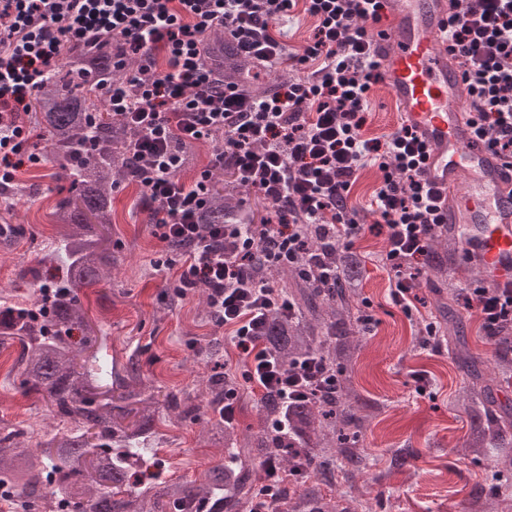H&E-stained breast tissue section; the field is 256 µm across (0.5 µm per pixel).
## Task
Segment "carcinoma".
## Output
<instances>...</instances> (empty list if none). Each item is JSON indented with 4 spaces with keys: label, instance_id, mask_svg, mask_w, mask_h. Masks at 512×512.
I'll return each instance as SVG.
<instances>
[{
    "label": "carcinoma",
    "instance_id": "carcinoma-1",
    "mask_svg": "<svg viewBox=\"0 0 512 512\" xmlns=\"http://www.w3.org/2000/svg\"><path fill=\"white\" fill-rule=\"evenodd\" d=\"M78 54L96 58L88 72L65 61L36 91L27 123L43 130V157L72 178L74 195L57 203L55 234L43 246L42 261L20 276L38 286V292L57 286L69 297L44 303L36 300L0 305V345L17 341L20 388L52 416L71 424L35 446L16 441L21 432L0 430V496L21 500L20 512H243L259 490L253 463L275 456L288 476L276 486L273 512H359L351 496L328 495L336 473L348 478L368 472L373 463L361 448L375 401L365 400L349 372L357 359L353 302L362 284L363 263H351L338 248L329 259L341 271L334 287L320 288L295 272L280 278V287L295 304V315L272 313L263 336L267 349L289 364L319 353L336 370V393L300 402L290 408L276 397L262 398L256 425L244 436L224 426L215 413L204 430L212 448H230L223 463L211 467L199 483L169 482L158 477V449L167 437L152 425L159 405L185 417L224 401V375L202 380L197 394H167L159 400L155 388L141 380L129 359L103 368L99 353L106 332L90 323L77 291L103 281L112 270V190L133 179L136 164L128 154L134 133L112 118L99 86L74 91V79L112 75V43ZM17 187L0 186V218L14 215ZM237 201L218 193L205 214V223L234 220ZM439 244L425 257V265L441 284L448 283V264L455 248L441 231ZM57 265L58 274L46 276L44 264ZM438 340L468 372V380L454 396L459 411L471 423L465 447L475 457L512 467V411L501 407L495 382L512 380V332L493 337L496 354L493 376H485L472 356L460 322L436 323ZM288 419L285 435L271 431L272 422ZM290 452L285 453L283 449ZM413 458L409 447L396 449L388 468L401 470ZM148 477L143 490L134 480ZM512 477L498 471L475 485L466 512H486L491 501L500 512H512Z\"/></svg>",
    "mask_w": 512,
    "mask_h": 512
}]
</instances>
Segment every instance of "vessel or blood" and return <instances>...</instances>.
<instances>
[{
  "instance_id": "vessel-or-blood-1",
  "label": "vessel or blood",
  "mask_w": 512,
  "mask_h": 512,
  "mask_svg": "<svg viewBox=\"0 0 512 512\" xmlns=\"http://www.w3.org/2000/svg\"><path fill=\"white\" fill-rule=\"evenodd\" d=\"M395 2L393 29L374 38L381 85L427 147L443 230L485 285L512 288V173L469 124L471 101L448 52L451 0Z\"/></svg>"
}]
</instances>
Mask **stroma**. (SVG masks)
I'll return each instance as SVG.
<instances>
[{
	"label": "stroma",
	"mask_w": 512,
	"mask_h": 512,
	"mask_svg": "<svg viewBox=\"0 0 512 512\" xmlns=\"http://www.w3.org/2000/svg\"><path fill=\"white\" fill-rule=\"evenodd\" d=\"M380 176L377 168L363 170L352 190L351 204L366 224L356 242L367 258L356 303L361 313L371 314L376 321L373 332L361 338L355 381L364 396L383 405L384 412L363 438L364 448L375 461L371 473L349 481L337 478L335 489L351 490L369 512H462L472 488L494 464L466 456L469 420L450 405L464 374L447 350L416 343L415 323L437 316V305L442 302L462 319L468 345L484 364H492L495 345L457 293L438 291L431 271H424L420 278L416 319H408L391 303L390 272L379 261L385 240L375 229L376 217L370 210ZM15 183L20 195L13 219L14 243L0 248V290L32 299L36 288L20 279L19 272L40 258L41 247L54 233L52 208L70 182L58 169L40 162L17 171ZM112 212L117 258L112 276L78 292L88 320L102 325L107 333L104 358L122 363L134 360L144 380L164 393L196 392L199 381L218 361L226 363L232 373L241 374L229 330L201 321L200 292L177 296L167 287L174 270L154 269L162 249L142 207L140 186L123 184L114 189ZM20 352L16 342L0 348V427L41 433L45 417L21 396L13 368ZM417 373L429 381L425 392L416 390L413 376ZM202 429L197 420L171 422L168 433L172 443L164 452L175 455L176 460L165 470L166 478L195 481L205 469L223 462L224 451L207 447L200 438ZM405 445L414 451L410 467L389 471L392 452ZM377 474L382 477L378 483L373 480Z\"/></svg>",
	"instance_id": "1"
}]
</instances>
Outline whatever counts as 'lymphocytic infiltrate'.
<instances>
[{
  "label": "lymphocytic infiltrate",
  "instance_id": "lymphocytic-infiltrate-1",
  "mask_svg": "<svg viewBox=\"0 0 512 512\" xmlns=\"http://www.w3.org/2000/svg\"><path fill=\"white\" fill-rule=\"evenodd\" d=\"M298 5L315 24L294 52L278 24ZM384 9L385 0H0V184L36 160L19 115L30 111L37 88L68 50L112 41V67L124 76L104 79L106 98L135 133L130 153L157 238L183 247L167 261L178 269L174 291L206 289L217 323L231 328L244 361L240 382L225 388L218 408L225 425L234 424L245 386L287 407L335 393L336 374L321 358L285 366L265 350L268 315L293 307L250 267L260 258L306 281L335 284L339 273L327 254L336 246L356 251L363 226L349 198L365 167L382 173L371 206L385 235L391 300L408 315L418 300L420 262L441 225L425 179L426 146L402 125L380 138L361 134L381 80L372 36ZM218 32L254 71L282 66L295 78L261 96L228 79L209 51ZM448 48L467 86L475 135L512 163V0H457ZM217 135L222 143L209 167L183 181L180 146ZM225 169L255 190L267 217L204 223L213 173ZM461 298L486 335L512 328V288H466Z\"/></svg>",
  "mask_w": 512,
  "mask_h": 512
}]
</instances>
